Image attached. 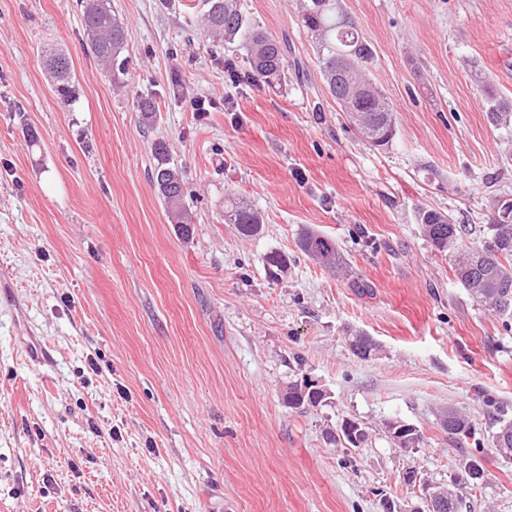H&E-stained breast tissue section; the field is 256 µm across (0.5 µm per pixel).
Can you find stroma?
<instances>
[{"label": "stroma", "instance_id": "1", "mask_svg": "<svg viewBox=\"0 0 512 512\" xmlns=\"http://www.w3.org/2000/svg\"><path fill=\"white\" fill-rule=\"evenodd\" d=\"M241 2L285 46L281 87L229 81L246 64L199 42V0H111L120 88L78 0H0V272L16 297L0 305V512H382L386 495L412 512L406 470L430 486L461 472L443 410L480 435L512 418V318L469 298L416 221L434 208L479 242L493 200L512 199V133L484 111L486 91L512 100V0H341L396 113L386 149L328 93L296 0ZM141 94L159 104L150 128ZM197 97L214 108L193 112ZM157 139L188 186L187 239L147 177ZM228 193L261 212L259 237L225 223ZM306 228L335 238L344 270L301 253ZM33 338L50 363L25 358ZM304 376L327 405H285ZM346 419L361 447L333 441ZM394 421L415 448L395 446ZM481 458L472 512H512V459ZM47 66L58 83L57 91L62 96H69L72 93V86L68 57L63 53H54L47 59Z\"/></svg>", "mask_w": 512, "mask_h": 512}]
</instances>
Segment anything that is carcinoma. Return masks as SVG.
<instances>
[{
	"instance_id": "cac0c4a2",
	"label": "carcinoma",
	"mask_w": 512,
	"mask_h": 512,
	"mask_svg": "<svg viewBox=\"0 0 512 512\" xmlns=\"http://www.w3.org/2000/svg\"><path fill=\"white\" fill-rule=\"evenodd\" d=\"M83 29L90 49L102 65L112 83L120 84L127 74L126 34L122 22L112 15L110 0H81ZM199 21L208 39L239 47L245 56L247 71L243 77L256 78L269 87L281 85L287 61L280 42L261 26L252 23L241 11L239 0H200ZM299 13L304 26L317 40L318 64L322 79L330 95L343 111L350 114L357 131L367 129L366 142L377 148L392 143L396 136L397 120L392 106L368 80L362 63L372 57L371 48L363 42L358 27L336 7V0H300ZM50 73L58 83L57 91L68 96L72 93L70 62L63 53H54L47 59ZM359 81L362 92L348 100L350 79ZM138 111L146 123L157 117L156 100L149 95L136 99ZM487 118L495 126L512 129V102L501 97L488 96ZM156 164L151 173L152 183L162 200L171 223L178 225L181 234L189 235L185 199L186 185L181 170L170 159L167 145L158 141L153 147ZM424 233L441 252L453 258L455 276L470 267L476 251H481L477 275L482 287L469 292L478 304L503 316L512 317V200L494 204L489 230L492 245H468L465 238L471 229L464 224L448 223V214L436 209L420 208L416 215ZM224 223L232 224L238 233L254 238L262 231L261 213L242 199L231 195L224 200ZM300 251L319 265L339 270L343 260L336 240L312 229L299 237ZM350 348L354 355L365 359L375 349L372 340L364 335L355 336ZM288 407L310 409L325 403L323 393L314 390L311 381L288 384ZM443 427L453 442L461 445L473 440L481 448V439L475 437L466 416L455 408H448ZM367 431L359 423L346 420L336 434V442L345 448H358L366 442ZM491 447L499 454H512V420L498 417L491 426ZM466 482L454 478L446 486L449 512L468 509L461 489H472L483 484L485 470L482 460L470 454L464 463Z\"/></svg>"
}]
</instances>
